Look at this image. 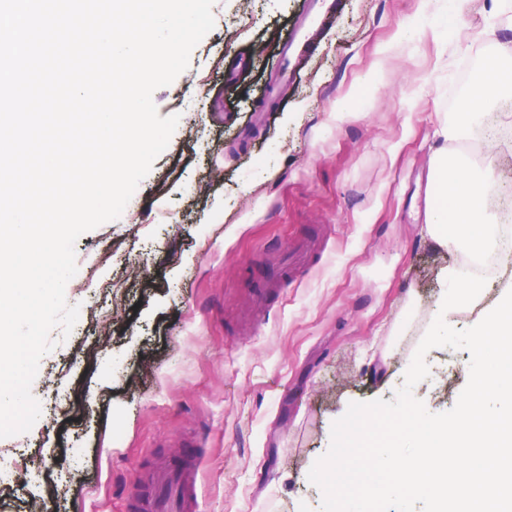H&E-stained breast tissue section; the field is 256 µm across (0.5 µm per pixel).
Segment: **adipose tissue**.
<instances>
[{"label":"adipose tissue","instance_id":"ef3b65f1","mask_svg":"<svg viewBox=\"0 0 512 512\" xmlns=\"http://www.w3.org/2000/svg\"><path fill=\"white\" fill-rule=\"evenodd\" d=\"M512 88V68L501 58L483 72L469 103L454 113L443 132L444 138H465L484 109L495 103ZM442 206L437 207L426 226L428 237L443 248H455L469 253H482L495 249L497 242L489 225L480 221L482 198L490 186L486 175L465 170L455 164L452 173L440 176Z\"/></svg>","mask_w":512,"mask_h":512}]
</instances>
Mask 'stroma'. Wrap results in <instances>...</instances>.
I'll return each mask as SVG.
<instances>
[{"mask_svg": "<svg viewBox=\"0 0 512 512\" xmlns=\"http://www.w3.org/2000/svg\"><path fill=\"white\" fill-rule=\"evenodd\" d=\"M305 7L214 0L213 29L154 92L180 120L137 199L75 243L86 286L65 295L79 320L50 333L36 424L0 438L13 462L0 512H143L140 481L162 464L194 468L197 512H322L308 472L333 422L350 402L393 400L459 265L423 231L434 156L490 170L489 222L512 210V141L488 147L479 122L465 140L440 135L481 59L512 57V13L338 0L268 108ZM425 362L414 396L452 409L469 352L435 347Z\"/></svg>", "mask_w": 512, "mask_h": 512, "instance_id": "obj_1", "label": "stroma"}]
</instances>
